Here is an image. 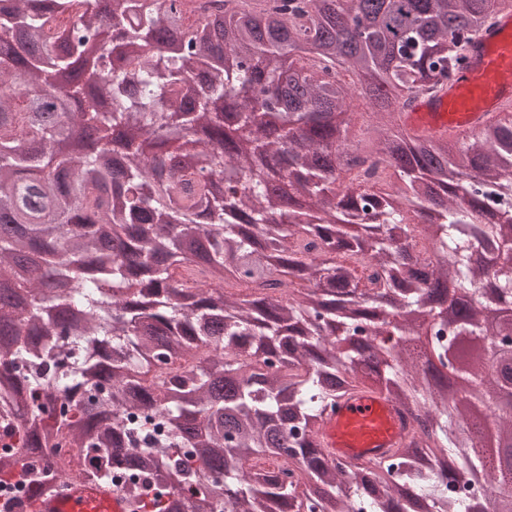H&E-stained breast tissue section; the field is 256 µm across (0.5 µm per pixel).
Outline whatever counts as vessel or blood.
I'll return each mask as SVG.
<instances>
[{
  "mask_svg": "<svg viewBox=\"0 0 512 512\" xmlns=\"http://www.w3.org/2000/svg\"><path fill=\"white\" fill-rule=\"evenodd\" d=\"M467 64L447 89L419 95L402 122L413 134L456 135L512 104V13L467 48ZM407 421L378 392L359 391L329 411L319 433L320 451L330 460L376 461L400 446ZM33 512H134L135 503L110 484L65 483L52 496L31 495Z\"/></svg>",
  "mask_w": 512,
  "mask_h": 512,
  "instance_id": "1",
  "label": "vessel or blood"
}]
</instances>
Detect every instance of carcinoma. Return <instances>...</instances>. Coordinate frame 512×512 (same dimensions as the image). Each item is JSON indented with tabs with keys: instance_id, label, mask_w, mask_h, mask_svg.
<instances>
[{
	"instance_id": "cac0c4a2",
	"label": "carcinoma",
	"mask_w": 512,
	"mask_h": 512,
	"mask_svg": "<svg viewBox=\"0 0 512 512\" xmlns=\"http://www.w3.org/2000/svg\"><path fill=\"white\" fill-rule=\"evenodd\" d=\"M449 2L0 0L4 493L120 474L138 512L512 502V465L462 428L478 404L512 437V321L487 319L512 304V262L470 264L512 250V107L465 137L401 123L512 0ZM91 39L106 73L87 94L60 77ZM20 83L52 91L56 124L25 130ZM354 88L381 117L369 150L349 146ZM76 119L116 137L62 153ZM462 334L486 348L450 394L430 355L448 368ZM357 389L408 436L326 460L324 415Z\"/></svg>"
}]
</instances>
